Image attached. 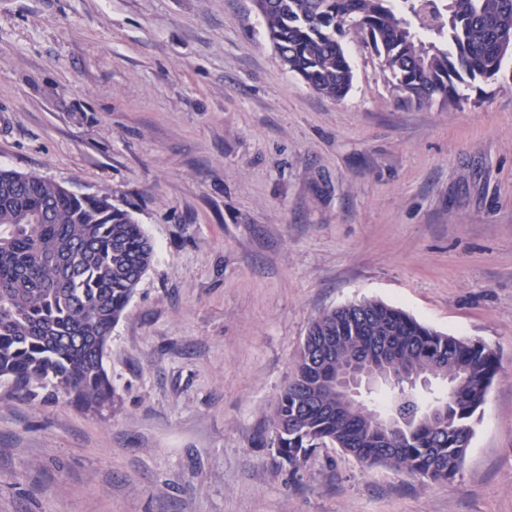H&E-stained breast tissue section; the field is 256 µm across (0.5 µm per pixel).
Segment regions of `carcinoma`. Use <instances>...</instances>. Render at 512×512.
Masks as SVG:
<instances>
[{
	"label": "carcinoma",
	"instance_id": "cac0c4a2",
	"mask_svg": "<svg viewBox=\"0 0 512 512\" xmlns=\"http://www.w3.org/2000/svg\"><path fill=\"white\" fill-rule=\"evenodd\" d=\"M266 34L283 67L317 93L342 99L353 81L345 39L383 61L399 103L456 107L463 89L498 79L512 58V0H262ZM142 225L107 195L78 198L36 173L0 169V389L42 404L63 397L100 412L116 390L104 366L112 328L153 263ZM307 335L336 338L316 361L308 341L270 416L268 446L296 470L332 445L368 467L388 465L429 484L461 472L486 382L488 346L433 329L382 301L321 312ZM387 344L395 374L456 384L422 400L401 389L384 401L336 409L326 381L352 356Z\"/></svg>",
	"mask_w": 512,
	"mask_h": 512
}]
</instances>
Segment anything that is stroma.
Listing matches in <instances>:
<instances>
[{
    "label": "stroma",
    "mask_w": 512,
    "mask_h": 512,
    "mask_svg": "<svg viewBox=\"0 0 512 512\" xmlns=\"http://www.w3.org/2000/svg\"><path fill=\"white\" fill-rule=\"evenodd\" d=\"M340 100L250 0H0V168L107 195L155 244L99 412L0 400V512H512V59L481 106ZM361 299L487 343L456 479L260 446L311 321Z\"/></svg>",
    "instance_id": "35a3bbf8"
}]
</instances>
